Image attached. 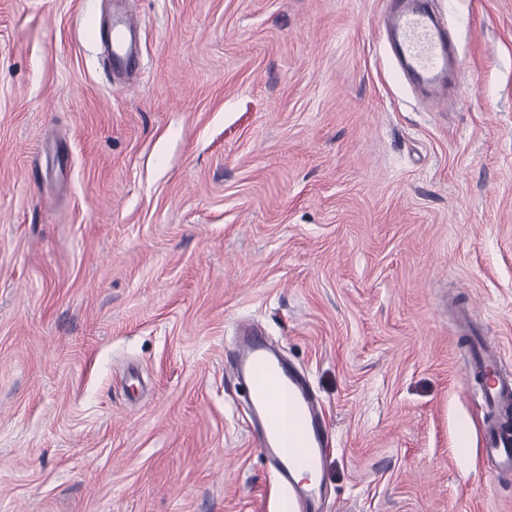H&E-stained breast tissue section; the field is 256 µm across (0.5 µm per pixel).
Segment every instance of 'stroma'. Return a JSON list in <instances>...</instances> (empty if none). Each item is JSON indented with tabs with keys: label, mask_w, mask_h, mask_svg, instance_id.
I'll list each match as a JSON object with an SVG mask.
<instances>
[{
	"label": "stroma",
	"mask_w": 512,
	"mask_h": 512,
	"mask_svg": "<svg viewBox=\"0 0 512 512\" xmlns=\"http://www.w3.org/2000/svg\"><path fill=\"white\" fill-rule=\"evenodd\" d=\"M429 5L451 109L383 0H0V512H273L242 324L325 409L326 512H512L463 370L512 369V0ZM141 41L139 21L127 13L112 21L107 36L108 57L106 58L112 73L131 69L136 65Z\"/></svg>",
	"instance_id": "1"
}]
</instances>
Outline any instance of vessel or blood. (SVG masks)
Returning <instances> with one entry per match:
<instances>
[{
    "label": "vessel or blood",
    "instance_id": "1",
    "mask_svg": "<svg viewBox=\"0 0 512 512\" xmlns=\"http://www.w3.org/2000/svg\"><path fill=\"white\" fill-rule=\"evenodd\" d=\"M387 22L396 37L398 62L408 76L430 85L448 68L453 43L440 17L425 6L389 13ZM141 41V25L128 14L113 20L107 36L111 72L133 68ZM237 380L248 390L249 430L267 458L279 496L276 512H321L322 490L297 482L299 465L322 459L326 451L322 405L305 373L285 364L260 331L241 326L229 362ZM467 378L477 379L485 408L512 404V375L494 347L472 344ZM484 454L497 470L512 469V436L499 426L485 425Z\"/></svg>",
    "mask_w": 512,
    "mask_h": 512
}]
</instances>
